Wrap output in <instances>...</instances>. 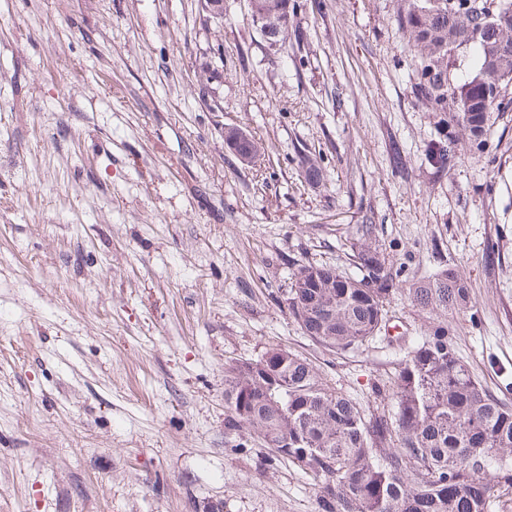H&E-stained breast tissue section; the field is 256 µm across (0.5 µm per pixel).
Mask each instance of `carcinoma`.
I'll use <instances>...</instances> for the list:
<instances>
[{"label":"carcinoma","instance_id":"carcinoma-1","mask_svg":"<svg viewBox=\"0 0 512 512\" xmlns=\"http://www.w3.org/2000/svg\"><path fill=\"white\" fill-rule=\"evenodd\" d=\"M512 13V0H407L401 27L421 48L416 91L440 113L428 159L445 170L458 159L453 122L482 147L490 114L512 105V24L484 23ZM286 14L283 0H254L252 21ZM466 49L464 78H448V59ZM353 243L361 276L308 263L297 267L286 298L303 335L333 352L372 340L389 303L407 294L430 316L409 342L389 384L364 406L321 377L302 355L276 347L224 368V433L248 431L277 448L317 487L318 512H507L512 502V408L473 379L448 343V318L466 309L464 270L442 269L404 288L388 254L361 225Z\"/></svg>","mask_w":512,"mask_h":512}]
</instances>
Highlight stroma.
I'll use <instances>...</instances> for the list:
<instances>
[{"label": "stroma", "mask_w": 512, "mask_h": 512, "mask_svg": "<svg viewBox=\"0 0 512 512\" xmlns=\"http://www.w3.org/2000/svg\"><path fill=\"white\" fill-rule=\"evenodd\" d=\"M296 2L272 45L248 0H0V512H316L225 434L224 365L282 346L367 401L428 314L396 296L337 354L285 301L298 265L358 274L367 222L402 287L464 269L448 341L512 405V108L438 171L406 0ZM234 130H229L225 133V140L229 139ZM231 150L244 162H252L256 159L259 149L257 146H252V138L244 131H239L234 137L228 140Z\"/></svg>", "instance_id": "35a3bbf8"}]
</instances>
